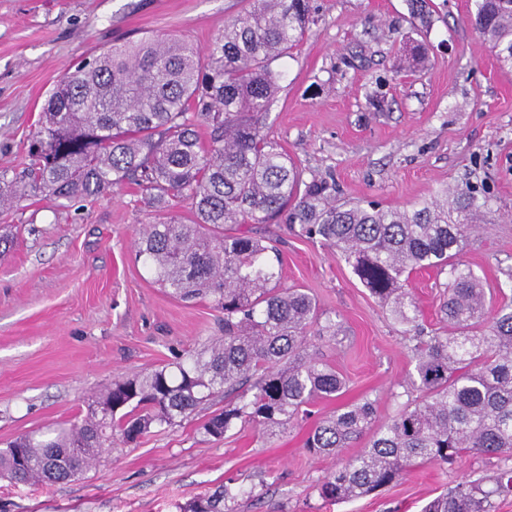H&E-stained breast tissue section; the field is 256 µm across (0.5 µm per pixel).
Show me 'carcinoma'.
Returning a JSON list of instances; mask_svg holds the SVG:
<instances>
[{"label":"carcinoma","mask_w":512,"mask_h":512,"mask_svg":"<svg viewBox=\"0 0 512 512\" xmlns=\"http://www.w3.org/2000/svg\"><path fill=\"white\" fill-rule=\"evenodd\" d=\"M474 30L512 68V0H474ZM312 21L311 0H251L224 25L206 54L179 38L116 44L67 73L42 106L19 173L0 167V211L40 193L87 201L134 184L165 213L135 239L155 283L185 302L224 311V335L151 371L114 381L67 427L21 435L0 451V477L50 486L82 474L116 445L172 426L224 398L203 424L216 439L237 423L267 434L319 398L339 397L345 381L310 352L343 323L320 311L302 288L280 286L279 235L336 252L404 326L415 362L412 390L391 420L371 429L375 402L338 407L308 432L307 452L339 454L369 435L316 485L340 503L400 480L415 461L444 466L465 455L493 456V473L464 481L423 512H497L512 498V300L488 314L486 291L460 263L469 225L489 210L476 189L443 193L412 210L371 201L336 203V182L306 181L271 135L270 110L283 74L271 67L297 47ZM209 130L201 140L197 128ZM182 202L195 216L185 223ZM448 270L440 312L448 332L424 334L405 283L418 270ZM226 486L186 512H234Z\"/></svg>","instance_id":"carcinoma-1"}]
</instances>
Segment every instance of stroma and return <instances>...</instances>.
Wrapping results in <instances>:
<instances>
[{
	"mask_svg": "<svg viewBox=\"0 0 512 512\" xmlns=\"http://www.w3.org/2000/svg\"><path fill=\"white\" fill-rule=\"evenodd\" d=\"M314 21L274 62L284 80L271 133L306 177L335 179L342 199L404 209L444 189L484 185L490 212L461 253L491 295L512 296V69L469 23L473 0H312ZM250 0H0V166L22 169L48 92L85 58L138 37L171 35L206 50ZM159 218L128 185L90 202L41 194L0 216L17 229L0 261V443L75 418L113 380L148 371L223 333V315L153 283L133 237ZM282 282L314 295L346 330L321 345L346 381L345 402L375 401L376 424L403 407L414 373L402 326L339 257L287 237ZM447 274L411 275L425 328L447 330ZM336 401L268 437L236 426L203 434L200 409L73 480L48 487L0 480V512H183L234 483L235 512H421L447 487L492 473L495 460L421 464L380 494L327 505L315 486L335 467L303 441Z\"/></svg>",
	"mask_w": 512,
	"mask_h": 512,
	"instance_id": "35a3bbf8",
	"label": "stroma"
}]
</instances>
